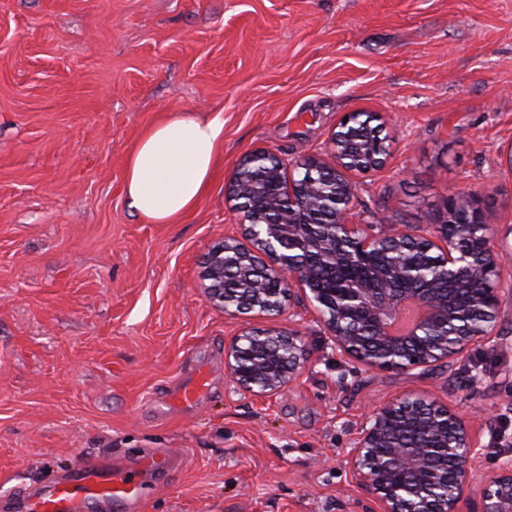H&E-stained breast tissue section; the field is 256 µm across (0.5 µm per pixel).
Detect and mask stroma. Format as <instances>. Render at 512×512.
<instances>
[{
    "label": "stroma",
    "mask_w": 512,
    "mask_h": 512,
    "mask_svg": "<svg viewBox=\"0 0 512 512\" xmlns=\"http://www.w3.org/2000/svg\"><path fill=\"white\" fill-rule=\"evenodd\" d=\"M177 110L223 113L222 156L194 210L151 224L125 160ZM361 110L392 148L352 176L357 219L433 226L469 190L512 246V0H0V512L120 448L185 451L147 512H365L346 462L372 405L431 392L481 444L512 430V298L498 349L451 374L353 367L298 294L237 319L202 294L207 248L243 234L240 159L327 157ZM247 325L314 345L285 391L231 383L225 345ZM200 368L199 401L172 399Z\"/></svg>",
    "instance_id": "1"
}]
</instances>
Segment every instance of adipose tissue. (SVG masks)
Segmentation results:
<instances>
[{
  "label": "adipose tissue",
  "instance_id": "obj_1",
  "mask_svg": "<svg viewBox=\"0 0 512 512\" xmlns=\"http://www.w3.org/2000/svg\"><path fill=\"white\" fill-rule=\"evenodd\" d=\"M223 136L218 112H178L145 129L126 160L130 208L152 224L173 223L193 210L213 177Z\"/></svg>",
  "mask_w": 512,
  "mask_h": 512
}]
</instances>
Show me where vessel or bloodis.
<instances>
[{"label":"vessel or blood","mask_w":512,"mask_h":512,"mask_svg":"<svg viewBox=\"0 0 512 512\" xmlns=\"http://www.w3.org/2000/svg\"><path fill=\"white\" fill-rule=\"evenodd\" d=\"M183 463L174 448H145L82 459L49 485L16 494V512H144L148 489Z\"/></svg>","instance_id":"1"}]
</instances>
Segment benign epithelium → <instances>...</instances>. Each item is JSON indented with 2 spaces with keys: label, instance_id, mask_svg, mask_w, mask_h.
I'll return each mask as SVG.
<instances>
[{
  "label": "benign epithelium",
  "instance_id": "benign-epithelium-1",
  "mask_svg": "<svg viewBox=\"0 0 512 512\" xmlns=\"http://www.w3.org/2000/svg\"><path fill=\"white\" fill-rule=\"evenodd\" d=\"M329 141L332 161L305 157L298 176L257 149L236 167L228 196L245 241L226 237L202 261V292L227 317L280 316L296 290L336 352L370 369L448 367L494 349L512 283L502 248L472 193L448 195L446 219L428 234L383 218L357 224L350 173L382 169L391 154L381 115L346 114ZM486 228L473 236V225ZM437 268L429 280L425 268ZM314 347L293 328L244 327L225 346L235 387L274 395L302 376ZM464 462L448 480V456ZM482 448L470 421L436 398L408 393L377 405L357 429L348 466L366 512H512V457L497 460L472 502Z\"/></svg>",
  "mask_w": 512,
  "mask_h": 512
}]
</instances>
